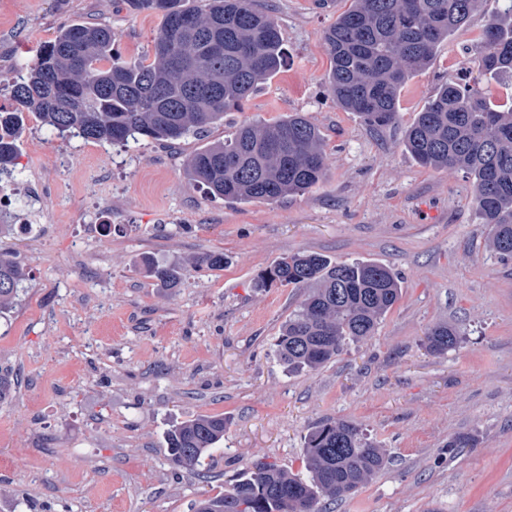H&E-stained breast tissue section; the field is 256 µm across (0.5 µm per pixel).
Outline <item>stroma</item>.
<instances>
[{"label": "stroma", "mask_w": 512, "mask_h": 512, "mask_svg": "<svg viewBox=\"0 0 512 512\" xmlns=\"http://www.w3.org/2000/svg\"><path fill=\"white\" fill-rule=\"evenodd\" d=\"M260 4L286 61L206 139L112 146L27 121L16 197L27 221L0 238L29 273L0 312V369L14 381L0 404V512H194L256 461L300 472L305 435L327 419L361 425L391 458L329 512H512V258L489 246L465 175L420 166L403 147L436 89L474 60L484 15L406 83L397 123L373 130L325 81L321 33L350 0ZM66 20L111 24L129 62L160 27L123 0H0V106L5 80ZM292 112L324 138L316 186L234 202L187 176L205 141ZM211 251L223 269L192 266ZM294 252L378 262L401 281L375 336L316 371L274 357L299 291L259 285ZM151 260L180 267L181 281L158 287ZM437 323L463 338L439 356L421 345ZM198 415L224 416L227 430L190 476L170 464L164 435ZM466 433L477 446L449 452Z\"/></svg>", "instance_id": "stroma-1"}]
</instances>
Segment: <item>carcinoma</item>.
<instances>
[{
    "label": "carcinoma",
    "mask_w": 512,
    "mask_h": 512,
    "mask_svg": "<svg viewBox=\"0 0 512 512\" xmlns=\"http://www.w3.org/2000/svg\"><path fill=\"white\" fill-rule=\"evenodd\" d=\"M160 19L151 53L120 59L112 26L75 22L42 43L9 82L11 107H0V174L13 175L19 140L32 117L60 135L127 145L149 139L169 145L224 124L281 68L279 23L255 0H126ZM485 11L472 83L440 85L407 128L404 149L417 163L460 171L471 182L480 223L501 255L512 257V97L494 101L481 84L512 78V0H351L321 33L330 58L327 82L336 103L373 129L396 123L407 80L426 68L437 47ZM322 134L298 112L271 123H248L206 145L185 163L187 175L226 200L273 201L304 192L325 176ZM195 265L224 267L207 252ZM157 283L181 279L177 267L148 263ZM26 279L23 262L0 251V310ZM301 291L275 343L288 370L315 371L371 336L401 295L398 275L363 260L333 262L293 253L267 270L261 285ZM461 342L448 323L429 328L425 349L443 355ZM222 415H198L165 433L171 465L198 474L224 443ZM308 476L257 462L224 492L196 502V512H323L368 484L389 459L362 427L322 421L304 438Z\"/></svg>",
    "instance_id": "carcinoma-1"
}]
</instances>
